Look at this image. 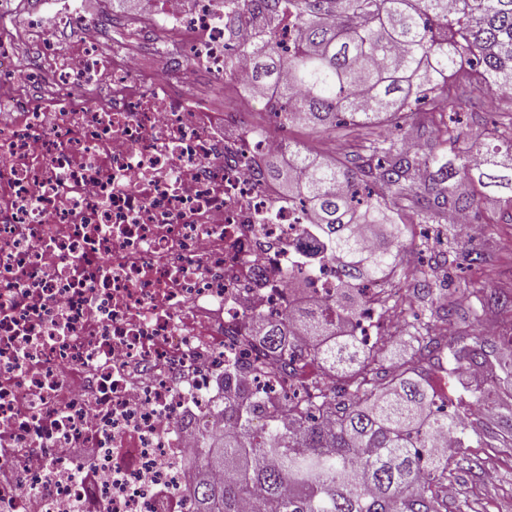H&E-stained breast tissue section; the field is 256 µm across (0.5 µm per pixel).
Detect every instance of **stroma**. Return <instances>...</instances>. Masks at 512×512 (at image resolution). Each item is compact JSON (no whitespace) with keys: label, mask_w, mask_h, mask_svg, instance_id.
Returning a JSON list of instances; mask_svg holds the SVG:
<instances>
[{"label":"stroma","mask_w":512,"mask_h":512,"mask_svg":"<svg viewBox=\"0 0 512 512\" xmlns=\"http://www.w3.org/2000/svg\"><path fill=\"white\" fill-rule=\"evenodd\" d=\"M86 9L101 17L102 39L105 47L124 40L132 28H139V55L144 64H153L160 49L168 40L150 24H135L125 8L114 6L113 0H86ZM288 141L310 149L327 152L335 146L353 151L356 141L353 132L344 129L310 130L299 126L289 127ZM480 209L487 221L473 225L468 237L449 242L448 227L444 224L413 225L400 248L402 266L418 267L437 284L442 285L457 301L460 318L453 322H440L448 338L457 333L480 336L485 324L492 323L499 330L512 327V250L504 243L512 238V206L493 198L481 201ZM484 255L480 264L470 265L466 256L470 249ZM476 288L479 298L467 296L466 291ZM422 377L439 396L458 401L465 393L466 383L448 373V355L432 356L422 366ZM481 458L484 468L495 471L496 479L488 483L471 466L472 458ZM448 480V512H512V445L497 448H472L467 457H459L451 465Z\"/></svg>","instance_id":"1"}]
</instances>
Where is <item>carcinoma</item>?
Here are the masks:
<instances>
[{
	"mask_svg": "<svg viewBox=\"0 0 512 512\" xmlns=\"http://www.w3.org/2000/svg\"><path fill=\"white\" fill-rule=\"evenodd\" d=\"M225 25L247 20L259 30L249 46L253 84L268 90L265 106L281 123L312 129H367L359 163L331 164L288 147L289 161L272 160L268 174L288 185L336 259V297L305 307L293 320L259 318L256 336L274 364L315 362L345 377L336 388L312 379L291 423L256 428L248 409L256 395L224 391V414L239 426L221 439L202 437L196 466L230 477L200 481L195 512H243L253 490L259 512H442L452 458L432 454L429 439L450 429L465 436V405L453 413L436 403L417 364L441 350L446 336L434 323L413 325L419 355L388 375L375 371L382 347L338 335L360 317L363 286L406 276L400 240L411 224H446L452 236L460 213L476 212L495 191L512 193V164L486 147L512 150V108L492 128L463 136L456 122L436 120L459 97L458 77L473 94L512 100V0H227ZM436 125L427 150L405 139ZM423 297L446 320L455 299L431 281ZM380 306L402 316L413 300L380 289ZM302 327L314 339L310 356L289 353ZM487 342L459 336L449 345L454 374L469 365L512 377L508 364L488 360Z\"/></svg>",
	"mask_w": 512,
	"mask_h": 512,
	"instance_id": "cac0c4a2",
	"label": "carcinoma"
}]
</instances>
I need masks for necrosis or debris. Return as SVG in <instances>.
Wrapping results in <instances>:
<instances>
[{
  "label": "necrosis or debris",
  "mask_w": 512,
  "mask_h": 512,
  "mask_svg": "<svg viewBox=\"0 0 512 512\" xmlns=\"http://www.w3.org/2000/svg\"><path fill=\"white\" fill-rule=\"evenodd\" d=\"M184 56L132 78L131 47L104 48L81 0L23 18L38 64L21 67L0 34V512H193L203 435H223L225 380L284 421L298 376L273 368L256 316L295 313L293 278L321 304L337 266L300 200L265 162L280 137L236 133L238 118L199 103L197 73L224 95V60L251 91L250 23L224 27L222 0H134ZM91 87L100 96L78 97ZM349 330L389 345L392 311ZM92 448L93 461L74 459Z\"/></svg>",
  "instance_id": "obj_1"
}]
</instances>
